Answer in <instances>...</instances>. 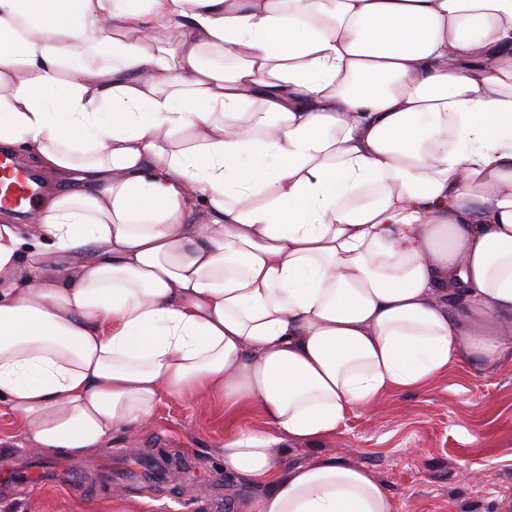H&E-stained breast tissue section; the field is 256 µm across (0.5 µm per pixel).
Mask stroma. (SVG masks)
I'll list each match as a JSON object with an SVG mask.
<instances>
[{"mask_svg": "<svg viewBox=\"0 0 512 512\" xmlns=\"http://www.w3.org/2000/svg\"><path fill=\"white\" fill-rule=\"evenodd\" d=\"M224 411L162 398L149 422L80 458L42 455L0 407V512H95L108 500L141 512H241L259 496L224 466ZM333 458L370 470L398 512H512V363L464 356L421 389L350 409L335 433L288 444L282 468Z\"/></svg>", "mask_w": 512, "mask_h": 512, "instance_id": "obj_1", "label": "stroma"}]
</instances>
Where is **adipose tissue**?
Returning a JSON list of instances; mask_svg holds the SVG:
<instances>
[{"label": "adipose tissue", "mask_w": 512, "mask_h": 512, "mask_svg": "<svg viewBox=\"0 0 512 512\" xmlns=\"http://www.w3.org/2000/svg\"><path fill=\"white\" fill-rule=\"evenodd\" d=\"M0 404L78 457L162 397L229 421L245 512H397L277 448L512 352V0H0ZM89 260H82L83 252ZM15 156H13L14 161L26 170L16 167L9 155L0 156V205L23 210L37 198L33 183L38 171L20 162Z\"/></svg>", "instance_id": "adipose-tissue-1"}]
</instances>
